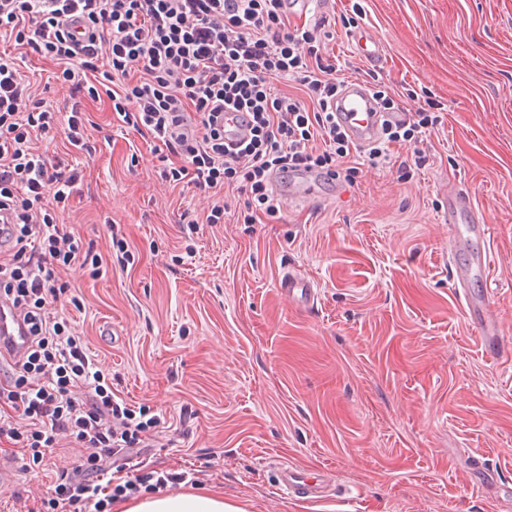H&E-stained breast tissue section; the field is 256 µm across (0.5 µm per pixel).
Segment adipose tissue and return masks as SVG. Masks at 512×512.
<instances>
[{
    "label": "adipose tissue",
    "instance_id": "1",
    "mask_svg": "<svg viewBox=\"0 0 512 512\" xmlns=\"http://www.w3.org/2000/svg\"><path fill=\"white\" fill-rule=\"evenodd\" d=\"M114 512H242L223 492H169L116 504Z\"/></svg>",
    "mask_w": 512,
    "mask_h": 512
}]
</instances>
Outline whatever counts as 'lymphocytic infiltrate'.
I'll use <instances>...</instances> for the list:
<instances>
[{"instance_id": "lymphocytic-infiltrate-1", "label": "lymphocytic infiltrate", "mask_w": 512, "mask_h": 512, "mask_svg": "<svg viewBox=\"0 0 512 512\" xmlns=\"http://www.w3.org/2000/svg\"><path fill=\"white\" fill-rule=\"evenodd\" d=\"M325 16L291 24L284 0H0V38L50 59L56 78L79 98L63 112L38 98L14 57L0 53V235L13 244L0 255V297L27 338L0 380V435L21 443L22 471L40 468L47 450L71 440L84 448V480L59 476L48 489L46 512H108L100 484L107 460L137 447L159 416L133 406L76 336L65 313L79 305L60 272H103V260L60 224L79 171L48 165L38 141L64 127L69 145L88 150L89 118L81 99L113 83L114 114L178 157L164 167L169 186L192 183L209 194V214L184 209L183 230L224 219L225 187L246 194L244 223L275 214V176L307 170L352 179L361 165L378 166L397 142L418 143L443 118L435 101L404 120L384 122L382 138L361 150L332 111L340 89L336 64L321 48L330 36ZM278 77L301 94L276 90ZM246 112L251 137L224 141V112Z\"/></svg>"}]
</instances>
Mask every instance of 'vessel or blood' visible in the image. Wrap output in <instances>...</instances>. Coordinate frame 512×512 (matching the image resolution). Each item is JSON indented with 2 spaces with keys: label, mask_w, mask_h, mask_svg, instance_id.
Segmentation results:
<instances>
[{
  "label": "vessel or blood",
  "mask_w": 512,
  "mask_h": 512,
  "mask_svg": "<svg viewBox=\"0 0 512 512\" xmlns=\"http://www.w3.org/2000/svg\"><path fill=\"white\" fill-rule=\"evenodd\" d=\"M350 47L362 59L372 64H381L384 58L382 42L365 26L349 30ZM333 110L337 121L348 132L351 140L364 146L374 141L383 120L379 105L372 97L368 86L360 81L344 84L336 98ZM250 131L239 112H232L224 119V139L229 143L247 140ZM318 179L314 173L292 174L285 183L282 194L291 202L308 198L310 189ZM448 229L453 232V250L448 254L453 283L467 318L486 355L497 362H505L511 356L500 351L502 328L498 321L493 282L494 258L490 244V227L485 224L473 197L466 189L453 185L448 189ZM482 281V293H474V281ZM281 296L300 305L314 301L316 290L313 283L296 273L285 274L278 283ZM0 334L9 337L15 350L26 347L21 329L10 317L8 301L0 298ZM278 482L284 492L292 498L318 499L323 493L324 473L287 465L280 472Z\"/></svg>",
  "instance_id": "obj_1"
}]
</instances>
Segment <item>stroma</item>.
I'll return each mask as SVG.
<instances>
[{
	"label": "stroma",
	"instance_id": "1",
	"mask_svg": "<svg viewBox=\"0 0 512 512\" xmlns=\"http://www.w3.org/2000/svg\"><path fill=\"white\" fill-rule=\"evenodd\" d=\"M356 1L384 45L381 66L351 50L339 23ZM327 15L338 80L382 77L403 111L441 101L443 122L392 145L383 167L321 183L256 223H238L245 196L229 188L223 223L181 233L182 209L206 213L207 195L163 185L165 147L121 127L108 97L86 103L95 151L69 154L82 180L62 221L108 261V213L134 261L61 278L83 300L76 331L114 389L164 422L112 481L183 472L180 489L223 491L244 512H512V366L487 361L453 288L443 194L462 184L491 228L512 340V0H330ZM21 69L66 106L53 63L29 56ZM418 152L425 166L404 178ZM293 269L318 290L310 309L277 291ZM284 463L330 470L325 497L284 494ZM79 464L58 448L47 470H15L0 512L18 496L35 510L57 471Z\"/></svg>",
	"mask_w": 512,
	"mask_h": 512
}]
</instances>
